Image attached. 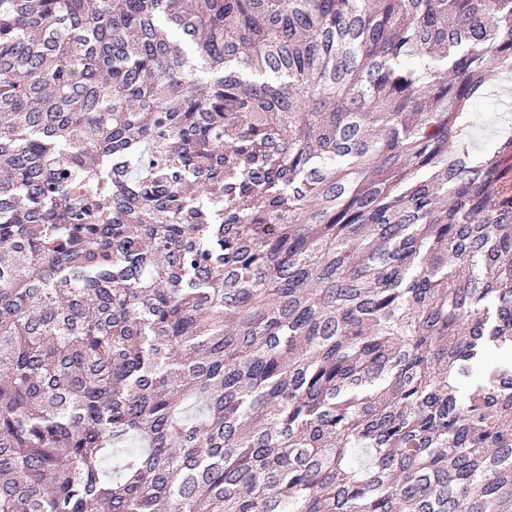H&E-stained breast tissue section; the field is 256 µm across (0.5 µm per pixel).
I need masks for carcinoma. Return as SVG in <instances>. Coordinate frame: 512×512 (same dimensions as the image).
I'll return each instance as SVG.
<instances>
[{
    "instance_id": "obj_1",
    "label": "carcinoma",
    "mask_w": 512,
    "mask_h": 512,
    "mask_svg": "<svg viewBox=\"0 0 512 512\" xmlns=\"http://www.w3.org/2000/svg\"><path fill=\"white\" fill-rule=\"evenodd\" d=\"M512 0H0V512H512Z\"/></svg>"
}]
</instances>
